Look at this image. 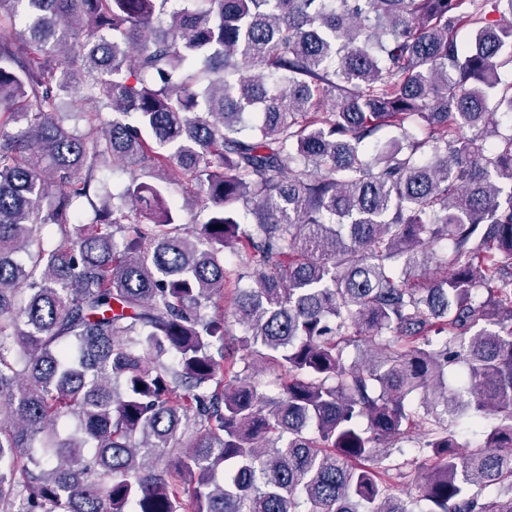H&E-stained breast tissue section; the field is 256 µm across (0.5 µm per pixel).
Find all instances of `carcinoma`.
<instances>
[{"instance_id":"1","label":"carcinoma","mask_w":512,"mask_h":512,"mask_svg":"<svg viewBox=\"0 0 512 512\" xmlns=\"http://www.w3.org/2000/svg\"><path fill=\"white\" fill-rule=\"evenodd\" d=\"M504 68L512 0H0V512H512Z\"/></svg>"}]
</instances>
